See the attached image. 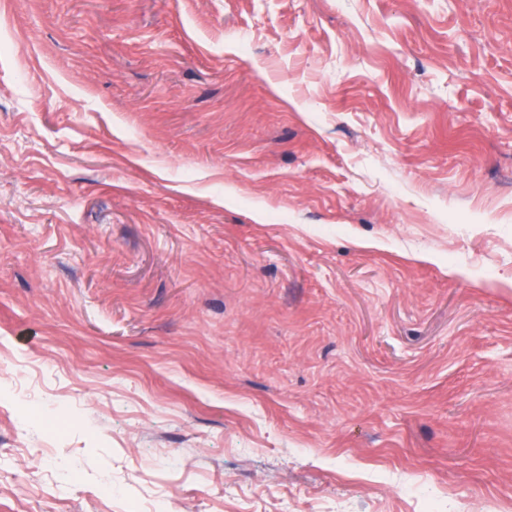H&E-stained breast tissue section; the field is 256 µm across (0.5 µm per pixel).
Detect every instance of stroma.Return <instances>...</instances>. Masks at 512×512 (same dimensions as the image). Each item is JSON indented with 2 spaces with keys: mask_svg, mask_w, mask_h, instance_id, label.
<instances>
[{
  "mask_svg": "<svg viewBox=\"0 0 512 512\" xmlns=\"http://www.w3.org/2000/svg\"><path fill=\"white\" fill-rule=\"evenodd\" d=\"M511 279L512 0H0V512H512Z\"/></svg>",
  "mask_w": 512,
  "mask_h": 512,
  "instance_id": "obj_1",
  "label": "stroma"
}]
</instances>
